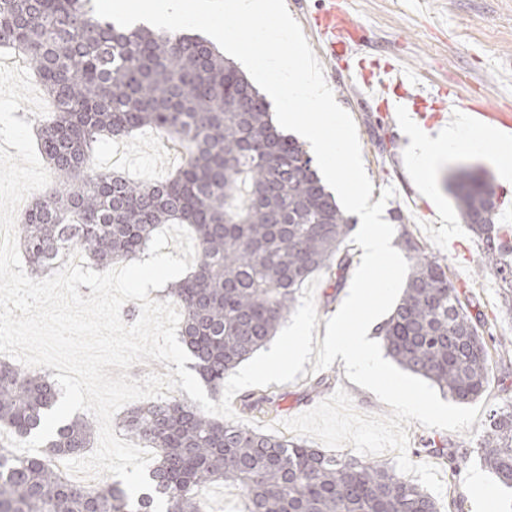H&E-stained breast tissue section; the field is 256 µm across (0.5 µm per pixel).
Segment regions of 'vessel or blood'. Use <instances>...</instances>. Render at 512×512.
<instances>
[{"mask_svg": "<svg viewBox=\"0 0 512 512\" xmlns=\"http://www.w3.org/2000/svg\"><path fill=\"white\" fill-rule=\"evenodd\" d=\"M305 23L323 62L352 72L355 85L373 94L380 111H402L415 120L429 112L457 111L480 121L496 118L484 102L462 98L449 86L423 82L398 59L364 54L354 22L336 9L309 14Z\"/></svg>", "mask_w": 512, "mask_h": 512, "instance_id": "b4317fda", "label": "vessel or blood"}]
</instances>
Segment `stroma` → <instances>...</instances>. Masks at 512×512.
Instances as JSON below:
<instances>
[{"instance_id": "35a3bbf8", "label": "stroma", "mask_w": 512, "mask_h": 512, "mask_svg": "<svg viewBox=\"0 0 512 512\" xmlns=\"http://www.w3.org/2000/svg\"><path fill=\"white\" fill-rule=\"evenodd\" d=\"M333 1L358 23L369 53L401 56L422 80L453 85L466 98L478 90L488 106L512 109V82L505 78L512 68V0H285V4L300 22L308 13ZM325 79L338 104L356 124L365 172L373 184L372 200L382 199L381 191L386 187L396 190L395 196L385 201L384 220L390 222L402 216L417 240L447 263L451 278L467 291L471 313L482 314L485 333L512 336V316L502 308L505 283L500 276L481 272V243L461 224L454 199L444 184L445 176L460 165L486 171L501 211H512V181L500 175L501 168H512V137L499 136L478 150L449 156L428 170L410 148L413 135L428 132V125L392 122L386 113L377 111L371 99L351 93L345 71L326 73ZM119 150L124 153L123 172L147 181L167 178L182 162L177 150L161 142L156 133L143 130L122 143L102 144L96 164L112 167L113 156ZM191 245L185 225L165 224L149 249L185 275L192 269ZM343 247L350 264L341 282H334L324 273L314 291L317 324L312 347L316 350L321 349L326 322L346 298L361 261V247L350 240ZM304 369V375L296 381L277 386L279 399L268 412H249L240 398H233L237 422L259 430L271 426L281 436L285 433L283 421L312 409L341 388L349 393L357 412L390 414L389 405L346 377L342 362L318 371L309 361ZM511 402L512 354L495 364L483 394L475 401L480 413L469 430L427 428L416 421L408 426L410 448H422L432 441L445 448V456L423 458L439 471L443 492L436 501L441 512H488L466 476L481 467L476 441L487 424L490 409ZM453 463L462 475L456 484L448 476Z\"/></svg>"}]
</instances>
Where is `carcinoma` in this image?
Here are the masks:
<instances>
[{"label":"carcinoma","instance_id":"cac0c4a2","mask_svg":"<svg viewBox=\"0 0 512 512\" xmlns=\"http://www.w3.org/2000/svg\"><path fill=\"white\" fill-rule=\"evenodd\" d=\"M0 49L17 54L57 103L37 125L52 176L26 211L20 244L35 275L67 246L99 269L143 251L163 224L187 225L198 258L171 283L180 336L214 391L266 345L313 274L349 263L341 245L351 218L296 140L274 125L270 105L246 75L201 36L123 28L98 17L91 0H0ZM149 127L176 143L184 163L168 180L137 182L94 165L106 138ZM450 191L462 223L482 243L481 270L512 278L494 222L490 180L457 172ZM409 270L402 296L376 328L386 354L460 402L479 397L493 356L466 291L448 264L429 255L409 225H397ZM46 375L0 360V426L27 439L57 405ZM129 437L156 449L152 489L133 500L112 482L67 480L52 459L91 447L93 423L74 416L40 454L0 448V512H203L196 490L226 482L242 512H440L434 498L387 464L331 455L285 436L216 419L176 398L127 413ZM483 466L512 489V403L493 409L476 443Z\"/></svg>","mask_w":512,"mask_h":512}]
</instances>
